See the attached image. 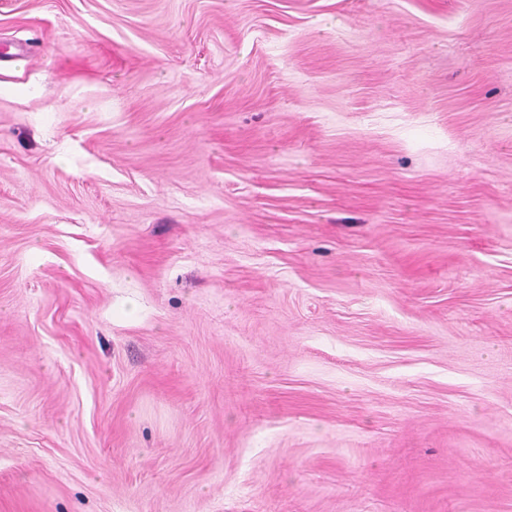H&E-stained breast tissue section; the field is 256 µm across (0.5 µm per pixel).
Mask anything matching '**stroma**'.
Segmentation results:
<instances>
[{"label":"stroma","mask_w":512,"mask_h":512,"mask_svg":"<svg viewBox=\"0 0 512 512\" xmlns=\"http://www.w3.org/2000/svg\"><path fill=\"white\" fill-rule=\"evenodd\" d=\"M0 512H512V0H0Z\"/></svg>","instance_id":"obj_1"}]
</instances>
